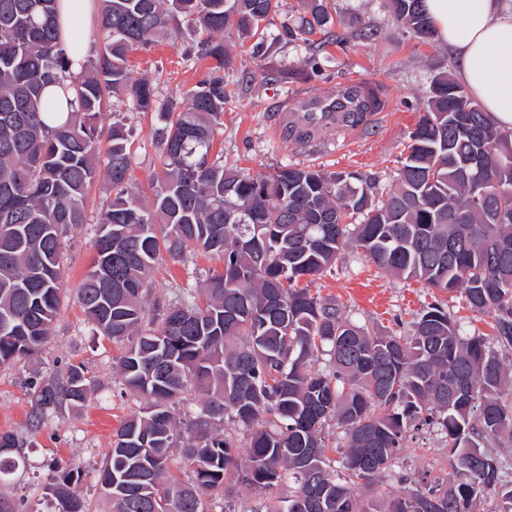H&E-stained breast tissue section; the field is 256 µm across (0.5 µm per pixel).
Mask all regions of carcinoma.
I'll return each mask as SVG.
<instances>
[{
    "label": "carcinoma",
    "mask_w": 512,
    "mask_h": 512,
    "mask_svg": "<svg viewBox=\"0 0 512 512\" xmlns=\"http://www.w3.org/2000/svg\"><path fill=\"white\" fill-rule=\"evenodd\" d=\"M394 15L422 40L435 38L423 0H393ZM288 30L306 43L330 21L326 0H302ZM279 0H102L104 33L81 63L58 32V0H0V366L38 354L49 342L63 293L61 254L69 229L88 223L86 193L101 179L112 199L97 219L96 257L77 290L86 317L125 345L118 385L145 405L115 431L97 485L111 512H207L204 496L225 501L234 487L266 491L297 482L264 512H476L489 492L512 512L495 448L512 438V389L497 351L463 338L440 303L427 306L406 336H384L344 316L334 300L299 286L331 269L353 242L379 267L440 292H462L494 319V340L512 349V130L447 75L409 133L408 155L386 197L373 202L357 172L284 166L253 177L210 158L228 95L224 30L264 35ZM182 16L204 38L208 75L186 108L158 101L151 81L129 83V54L148 47ZM72 95L66 119L50 125L49 84ZM129 93L156 112L161 171L146 200L130 179L124 124L98 125L110 95ZM380 103L341 105L356 123ZM317 127L292 126L302 144ZM107 137L105 164L99 144ZM218 257L202 288H175L148 303L155 262L166 254ZM328 356L324 366L314 357ZM203 396L196 417L176 407L188 388ZM87 371L33 385L32 428L45 416L86 405ZM241 434L224 428L225 421ZM440 431L455 459L452 477L430 469L365 503L354 489L390 469L410 432ZM346 443L336 470L328 438ZM24 442L0 434V476ZM246 448V457L239 449ZM181 450L187 480L172 469ZM80 467H57L47 490L53 512H88L75 490Z\"/></svg>",
    "instance_id": "carcinoma-1"
}]
</instances>
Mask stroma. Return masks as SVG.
Wrapping results in <instances>:
<instances>
[{
  "instance_id": "stroma-1",
  "label": "stroma",
  "mask_w": 512,
  "mask_h": 512,
  "mask_svg": "<svg viewBox=\"0 0 512 512\" xmlns=\"http://www.w3.org/2000/svg\"><path fill=\"white\" fill-rule=\"evenodd\" d=\"M333 17L324 32L308 45L290 41L287 32L300 13L298 0H281L268 21L263 50L256 40L225 31L224 45L231 65L225 79L232 99L224 108L211 150L251 175H266L283 165L312 166L327 172L356 171L373 194L394 184L406 155L407 135L428 97L435 75L453 73L448 49L440 42H422L395 19L389 0H328ZM199 34L184 18H176L165 37L147 49L129 55L131 76L149 78L159 101L185 103L188 91L208 72V60L188 53ZM270 81H263L262 73ZM353 78L376 83L385 90L389 110L381 122L353 144L329 133L330 149L315 154L289 142L276 130L280 100L301 88L317 90ZM122 121L132 132L130 174L134 185L149 192L160 170L156 132L157 113L136 109L128 95L110 98L100 125ZM112 193L94 184L86 196L88 224L65 236L62 305L47 346L14 367H0V432L10 431L30 440L25 462L0 483V501L15 512H51L46 487L54 474L51 465L69 461L79 465L77 488L91 512H110L99 495L96 470L112 443L121 421L142 403L134 395L119 394L116 363L124 346L96 333L77 302V288L96 254L94 218L107 207ZM218 259L197 254L184 262L160 259L153 272L156 288L200 287L206 272L220 268ZM311 294L339 302L345 316L386 334L400 335L416 313L428 304L443 302L459 322L464 336L492 333L490 315L471 310L462 293H440L421 282L396 278L378 267L363 251H344L331 271L310 281ZM83 365L92 394L87 405L48 415L38 431L30 429L31 383L62 377L67 364ZM432 466L444 476L454 474V462L441 434L426 428L410 436L391 470L380 483L355 490L363 501L377 497L381 485L416 480L420 468Z\"/></svg>"
}]
</instances>
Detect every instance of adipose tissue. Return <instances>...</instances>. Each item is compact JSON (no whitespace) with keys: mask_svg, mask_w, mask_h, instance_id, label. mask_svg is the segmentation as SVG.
Returning a JSON list of instances; mask_svg holds the SVG:
<instances>
[{"mask_svg":"<svg viewBox=\"0 0 512 512\" xmlns=\"http://www.w3.org/2000/svg\"><path fill=\"white\" fill-rule=\"evenodd\" d=\"M457 78L500 129L512 130V13L501 0H424Z\"/></svg>","mask_w":512,"mask_h":512,"instance_id":"obj_1","label":"adipose tissue"}]
</instances>
